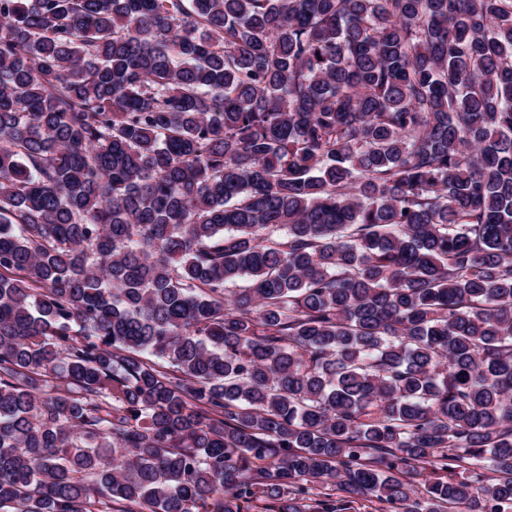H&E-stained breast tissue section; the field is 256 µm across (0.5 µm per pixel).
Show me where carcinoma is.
I'll list each match as a JSON object with an SVG mask.
<instances>
[{"mask_svg": "<svg viewBox=\"0 0 512 512\" xmlns=\"http://www.w3.org/2000/svg\"><path fill=\"white\" fill-rule=\"evenodd\" d=\"M357 497L512 512V0H0V512Z\"/></svg>", "mask_w": 512, "mask_h": 512, "instance_id": "carcinoma-1", "label": "carcinoma"}]
</instances>
